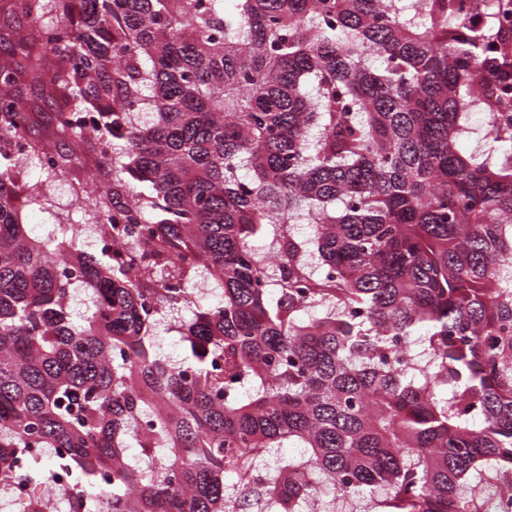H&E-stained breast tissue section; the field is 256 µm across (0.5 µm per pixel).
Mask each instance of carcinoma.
<instances>
[{"instance_id": "cac0c4a2", "label": "carcinoma", "mask_w": 512, "mask_h": 512, "mask_svg": "<svg viewBox=\"0 0 512 512\" xmlns=\"http://www.w3.org/2000/svg\"><path fill=\"white\" fill-rule=\"evenodd\" d=\"M481 2L9 0L39 28L0 58V486L64 473L68 512L496 508L512 29L475 27ZM28 79L67 152L29 136ZM473 103L487 151L461 150ZM91 131L97 256L76 224L26 230L17 166L69 174ZM181 307L172 363L152 331Z\"/></svg>"}]
</instances>
